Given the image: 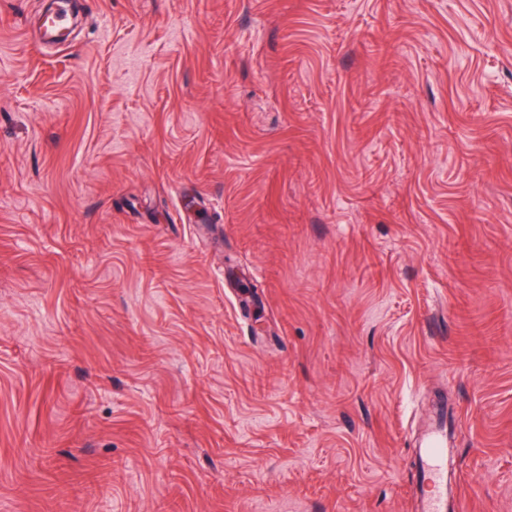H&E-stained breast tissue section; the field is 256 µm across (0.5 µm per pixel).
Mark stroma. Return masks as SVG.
Wrapping results in <instances>:
<instances>
[{
  "label": "stroma",
  "mask_w": 512,
  "mask_h": 512,
  "mask_svg": "<svg viewBox=\"0 0 512 512\" xmlns=\"http://www.w3.org/2000/svg\"><path fill=\"white\" fill-rule=\"evenodd\" d=\"M43 5L0 0V512H414L440 402L512 512V0ZM68 23V2L66 0H60L55 10L43 18V36L50 40L61 38L64 35L63 30L67 28Z\"/></svg>",
  "instance_id": "35a3bbf8"
}]
</instances>
